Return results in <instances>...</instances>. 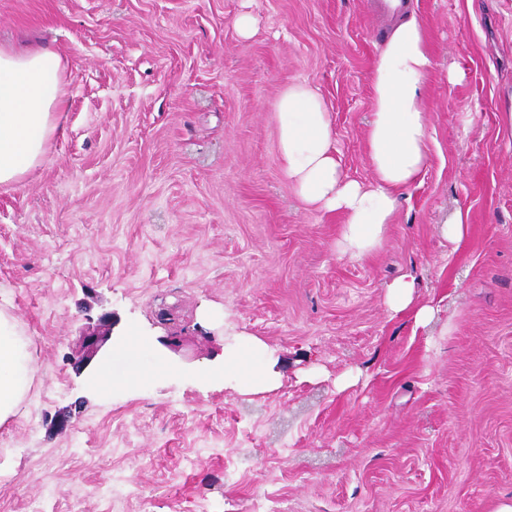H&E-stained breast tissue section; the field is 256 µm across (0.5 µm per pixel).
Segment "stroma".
I'll list each match as a JSON object with an SVG mask.
<instances>
[{
    "label": "stroma",
    "instance_id": "35a3bbf8",
    "mask_svg": "<svg viewBox=\"0 0 512 512\" xmlns=\"http://www.w3.org/2000/svg\"><path fill=\"white\" fill-rule=\"evenodd\" d=\"M429 163L367 256L284 174L273 106L320 92L372 176L374 0H0V45L64 61L47 159L0 188V310L30 387L0 423V512H494L512 499V0H411ZM253 16L241 37L239 15ZM468 214L459 242L441 226ZM413 277L430 325L393 313ZM158 372L89 386L84 345ZM259 340L284 378L201 375ZM66 425H59L60 415ZM386 301L389 309L394 313L407 310L414 311V320L419 325L429 324L434 316L432 306L423 304L416 306L414 297V283L407 276H402L388 286Z\"/></svg>",
    "mask_w": 512,
    "mask_h": 512
}]
</instances>
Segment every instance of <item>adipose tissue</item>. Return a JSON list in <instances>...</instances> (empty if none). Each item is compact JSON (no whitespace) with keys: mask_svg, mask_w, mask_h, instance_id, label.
Segmentation results:
<instances>
[{"mask_svg":"<svg viewBox=\"0 0 512 512\" xmlns=\"http://www.w3.org/2000/svg\"><path fill=\"white\" fill-rule=\"evenodd\" d=\"M433 62L420 18L408 12L389 34L373 66L367 149L369 181L348 178L336 155L335 131L316 88L285 86L275 103L280 159L299 200L344 218L338 247L361 258L380 243L400 207L402 192L423 174L429 158V111L423 89ZM64 63L46 48H0V187L43 163L64 105ZM386 301L395 313L413 311L427 325L432 306L416 305L414 283L400 277ZM29 382L27 354L10 317L0 312V421L18 410Z\"/></svg>","mask_w":512,"mask_h":512,"instance_id":"1","label":"adipose tissue"}]
</instances>
